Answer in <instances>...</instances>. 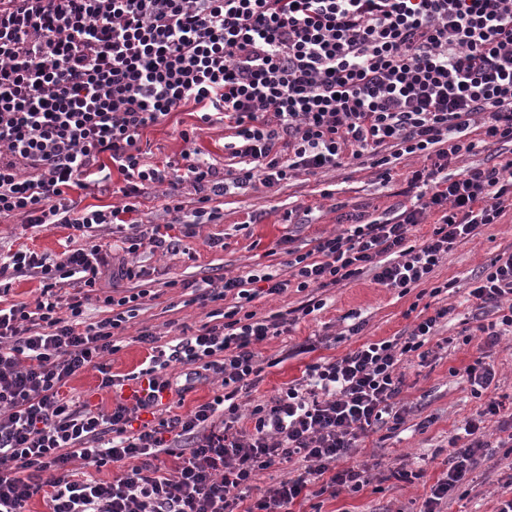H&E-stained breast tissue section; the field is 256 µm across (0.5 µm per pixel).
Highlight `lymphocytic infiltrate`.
I'll return each instance as SVG.
<instances>
[{
	"label": "lymphocytic infiltrate",
	"instance_id": "lymphocytic-infiltrate-1",
	"mask_svg": "<svg viewBox=\"0 0 512 512\" xmlns=\"http://www.w3.org/2000/svg\"><path fill=\"white\" fill-rule=\"evenodd\" d=\"M192 106L199 122H227L234 177L182 152L148 164L140 147L150 126ZM512 144V0H0V223L63 224L81 231L78 247L51 255H0L3 283L39 276L34 304L0 307V512H26L43 494L49 512H293L309 487L337 497L367 485L366 470L344 466L352 448L392 418L403 357L435 335L451 307L435 309L404 339L369 341L340 359L308 364L298 382L242 411L262 372L257 345L288 331V316L258 317L261 295L327 288L371 274L389 288L428 282L454 244L499 223L512 205V159L498 166L450 165L486 141ZM421 156L408 180L415 199L395 216H351L349 228L294 253L290 276L222 277L200 289V305L232 299L221 322L154 347L146 367L123 380L103 358L138 311L146 290L105 296L109 317L86 322L84 307L104 273L142 277L111 266L98 232L119 233L127 253L175 250L197 226L216 220L212 198L253 178L272 187L341 166L343 158L378 167ZM123 177L121 204L78 209L73 189L102 188ZM201 194L191 220L138 224L137 200L169 184ZM437 220L419 246L411 229ZM493 310L478 330L488 345L512 332V252L503 253L468 292ZM189 366V380L219 381L212 400L184 409V390L168 369ZM102 375L118 392L111 410L65 392L73 376ZM138 389L123 396L125 381ZM500 404L488 399L467 422V444L430 488L435 512L487 459L482 426ZM148 420H141V413ZM300 459L261 487V471ZM127 464L104 481L91 469Z\"/></svg>",
	"mask_w": 512,
	"mask_h": 512
}]
</instances>
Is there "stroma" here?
Wrapping results in <instances>:
<instances>
[{
	"mask_svg": "<svg viewBox=\"0 0 512 512\" xmlns=\"http://www.w3.org/2000/svg\"><path fill=\"white\" fill-rule=\"evenodd\" d=\"M192 126L197 129L196 138L184 142L179 132ZM231 134V129L220 124L198 126L185 107L146 129L141 148L156 163L192 150L218 169L235 172L240 163L224 149ZM421 164V158L403 157L386 184L375 169L347 159L332 171L303 175L272 189L260 185L233 188L214 198L209 206L218 212V219L200 225L194 237L182 239L177 253L142 249L133 255V262L144 266L146 274L138 280L121 281L120 286L146 288L150 294L127 323L118 350L105 358L111 373L123 376L138 371L149 352L137 341L141 328H151L167 341L181 335L183 328H198L206 322L208 312L223 310L221 300L204 308L194 303V290L205 281L249 272L288 278V249L309 251L317 238L340 233L351 214L391 216L404 200L408 172ZM75 235L73 228L64 226L44 230L0 223V251L29 248L58 254L73 247ZM213 237L223 239V247H210ZM511 251L512 212L501 223L479 228L475 235L455 244L431 280L435 286L449 281L453 287L437 297L419 296L414 288L405 293L387 288L366 274L333 288L299 292L291 287L282 295L253 301V310L262 316L297 309L311 299L323 303L320 310L294 322L287 335L259 346L266 367L252 392L256 401L269 399L301 379L310 363L340 358L369 340L406 335L416 320L411 310L416 301L452 309L432 339L434 347L427 360L412 357L400 366L403 386L397 402L402 423L396 429L370 434L347 458L348 465L368 467L369 484L357 492L304 501V512H422L431 485L447 471L451 440L461 435L465 422L480 407L465 373L480 356L495 373L487 394L502 404L499 414L486 422V439L496 443L500 425L512 419V335L501 337L495 346H486L475 330V310L467 293L483 267ZM352 312L363 324L355 335L347 321ZM308 340L315 342L314 351L283 358L285 347ZM403 466L414 472V479L394 477V470ZM510 498L512 457L498 454L469 474L439 510L497 512L501 501Z\"/></svg>",
	"mask_w": 512,
	"mask_h": 512,
	"instance_id": "obj_1",
	"label": "stroma"
}]
</instances>
